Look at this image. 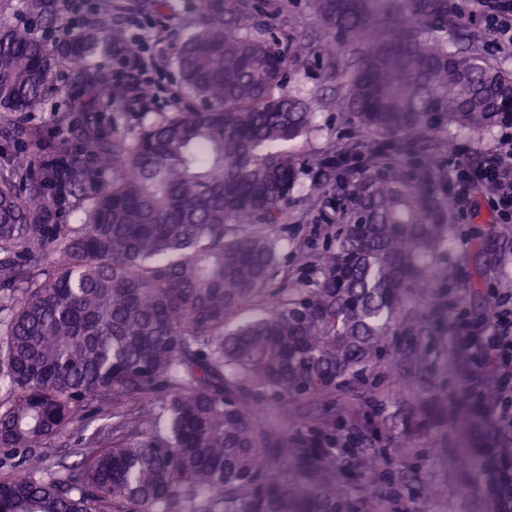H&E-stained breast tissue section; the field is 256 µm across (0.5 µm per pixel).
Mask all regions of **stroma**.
<instances>
[{
	"instance_id": "stroma-1",
	"label": "stroma",
	"mask_w": 512,
	"mask_h": 512,
	"mask_svg": "<svg viewBox=\"0 0 512 512\" xmlns=\"http://www.w3.org/2000/svg\"><path fill=\"white\" fill-rule=\"evenodd\" d=\"M172 3L178 19L166 29L159 46L161 83L165 91L151 104L154 112H170L182 105L178 77L170 56L181 40L179 19L200 17L199 0H172ZM76 91L75 72L65 69L58 92L47 100L43 111L32 115L27 122L23 140L0 136V161H6L21 148L30 152L38 163L63 160L78 147L82 129L88 122L104 132L131 130L138 125L140 115L136 112L72 111L71 100ZM317 122L322 128L320 137L297 142L294 146L302 161L300 180L305 184L310 183L316 172L315 162L326 140L348 138L355 132L352 124L330 108L319 111ZM333 230V225L322 220L317 210L305 220L279 225L282 269L288 270L291 278H302L303 272L294 259V242L305 243L308 249L318 251L325 246ZM449 235L455 244L445 255L448 263L462 266L467 273L475 270L484 273V286L479 291L463 297L458 289H449V315H471L491 292L512 294V224L498 222L485 193L472 194L470 208L457 214ZM430 349L445 386L461 390L469 365L456 332H449L447 342L431 343ZM375 393L380 414L369 425L356 414L367 397L359 384L344 392L301 400V417L292 422L282 419L281 403L275 399L263 401V414L288 436H297L305 427L317 425L324 428L327 436L345 445V452L338 456L337 479L352 496L363 497L362 512H371L372 504L379 498L385 499L386 512H405L414 499L417 482L423 479L441 485L444 493L423 506L422 512H489L487 500L477 490L482 472L470 468L468 462L478 457L480 448L493 433L492 428L470 419L468 426L461 429L451 426L444 432L431 431L428 438L416 443L411 456L402 460L392 450L400 427L392 423L391 418L399 405L411 399L412 393L382 374L377 377ZM377 454L385 456L386 462L379 484L366 493L359 476L365 462Z\"/></svg>"
}]
</instances>
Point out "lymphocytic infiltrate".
<instances>
[{
  "mask_svg": "<svg viewBox=\"0 0 512 512\" xmlns=\"http://www.w3.org/2000/svg\"><path fill=\"white\" fill-rule=\"evenodd\" d=\"M469 18L492 36L498 52L512 51V0H472ZM129 39L112 59L106 84L123 90L130 103H140L148 90H160L161 74L154 46L157 36L144 21L128 23ZM491 189L489 202L502 223H512V135H502L484 169L473 170L458 161L448 167V198L457 210H466L475 182ZM492 313L480 322L457 317L456 327L473 363L492 368L497 379L494 402H487L479 382L468 379V396L480 417L491 420L498 436L512 432V303L491 297ZM497 438L483 449L485 479L483 490L490 512H512V458L499 450Z\"/></svg>",
  "mask_w": 512,
  "mask_h": 512,
  "instance_id": "1",
  "label": "lymphocytic infiltrate"
}]
</instances>
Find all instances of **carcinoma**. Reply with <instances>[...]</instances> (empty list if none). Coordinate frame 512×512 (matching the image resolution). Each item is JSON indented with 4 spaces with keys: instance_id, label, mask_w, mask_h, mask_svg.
Returning a JSON list of instances; mask_svg holds the SVG:
<instances>
[{
    "instance_id": "cac0c4a2",
    "label": "carcinoma",
    "mask_w": 512,
    "mask_h": 512,
    "mask_svg": "<svg viewBox=\"0 0 512 512\" xmlns=\"http://www.w3.org/2000/svg\"><path fill=\"white\" fill-rule=\"evenodd\" d=\"M309 0L333 42L297 30L288 5L203 0L175 67L197 106L130 133L86 128L61 171L20 151L0 171V512H356L322 441L288 444L257 416L265 397L287 419L303 397L365 380L382 360L417 390L395 453L448 424L424 341L448 309L436 289L474 288L438 259L451 246L446 171L429 161L424 191L389 162L395 143L429 157L451 131L512 127V72L455 42L448 0ZM169 0H102L83 30L66 0H0V133L78 72L79 110L123 100L97 57L124 41L122 18ZM336 81L330 102L297 78L309 59ZM361 139L329 145L299 186L289 149L318 131L330 104ZM336 197L335 243L297 251L319 274L265 292L277 275L275 227L294 195ZM78 224H53L63 194ZM418 298L422 308L406 304ZM246 305V321H229ZM166 393L158 404L143 399ZM88 404L108 424L70 464L36 449L65 434ZM441 490L423 481V504Z\"/></svg>"
}]
</instances>
